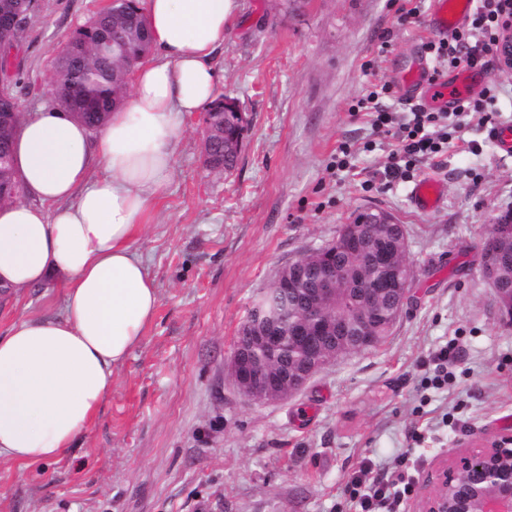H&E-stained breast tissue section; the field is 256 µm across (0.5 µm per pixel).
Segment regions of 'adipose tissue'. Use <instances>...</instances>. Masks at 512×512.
Wrapping results in <instances>:
<instances>
[{
  "label": "adipose tissue",
  "mask_w": 512,
  "mask_h": 512,
  "mask_svg": "<svg viewBox=\"0 0 512 512\" xmlns=\"http://www.w3.org/2000/svg\"><path fill=\"white\" fill-rule=\"evenodd\" d=\"M239 7L145 0L154 55L98 134L57 108L21 120L15 170L37 201L0 205V288L59 274L63 306L0 335V461L67 456L150 324L158 295L135 244L171 176L185 114L215 97Z\"/></svg>",
  "instance_id": "1"
}]
</instances>
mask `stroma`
Instances as JSON below:
<instances>
[{
  "mask_svg": "<svg viewBox=\"0 0 512 512\" xmlns=\"http://www.w3.org/2000/svg\"><path fill=\"white\" fill-rule=\"evenodd\" d=\"M98 0H43L14 60L21 113L52 104V65ZM397 0H240L218 58L220 94L245 113L230 173L204 163L203 115L184 118L173 172L136 246L158 292L152 323L72 453L0 462V512H357L345 489L363 461L410 467L422 488L438 463L476 436L507 434L512 323L480 274L491 217L512 210V155L478 113L450 130L435 160L388 176L395 141L373 131L357 100L387 81L384 110L404 112L399 80L434 66L419 23L396 24ZM391 31L393 48L379 36ZM482 151L469 153V142ZM347 148L350 164L337 169ZM442 204L417 211L421 178ZM366 208L403 224L410 297L385 342L316 373L291 398L259 404L227 364L258 293L284 264L336 239ZM57 280L0 297V332L60 311ZM458 339L448 385L428 387L429 355ZM411 201L414 207L424 213H431L442 203L443 187L431 178H424L415 183L411 190Z\"/></svg>",
  "mask_w": 512,
  "mask_h": 512,
  "instance_id": "1",
  "label": "stroma"
}]
</instances>
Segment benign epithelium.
Here are the masks:
<instances>
[{
	"mask_svg": "<svg viewBox=\"0 0 512 512\" xmlns=\"http://www.w3.org/2000/svg\"><path fill=\"white\" fill-rule=\"evenodd\" d=\"M39 8L40 0H30L24 15L0 11L1 55L9 58L22 47ZM496 56L501 69L512 71V25L500 36ZM221 102L229 120L224 125V150L237 154L247 118L235 99L226 95ZM393 223L390 214L372 209L361 225L363 231H342L350 246L369 254L372 269L370 276L358 280L359 312L345 321L322 317L323 309L336 303L339 287L353 277L351 268L334 262L335 252L323 247L315 250L325 274L313 282L302 262H292L278 271L271 287L263 289L254 301L230 358V376L244 396L259 403L294 396L315 373L353 350L341 340L349 330L359 336L356 347L360 349L376 343L369 328L380 302L389 304L391 320L399 317L413 275L411 267L399 261L406 254V238L399 224L393 242L374 232L382 224ZM490 224L495 239L512 237V216L498 215ZM480 273L511 319L512 289L502 279L500 250L494 242L484 248ZM285 346L304 351L307 359L293 364L281 358ZM417 512H512V436L486 444L479 441L444 464L419 501Z\"/></svg>",
	"mask_w": 512,
	"mask_h": 512,
	"instance_id": "obj_1",
	"label": "benign epithelium"
}]
</instances>
